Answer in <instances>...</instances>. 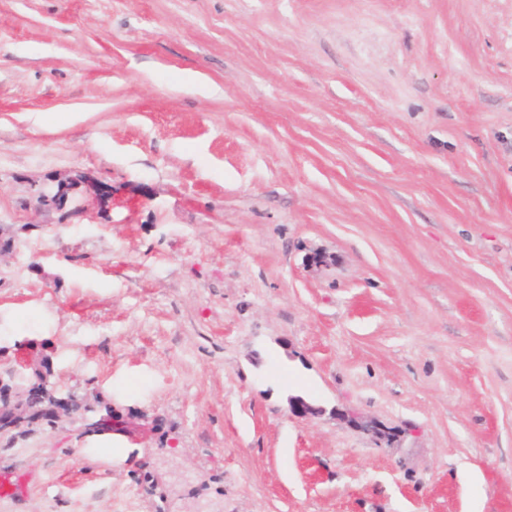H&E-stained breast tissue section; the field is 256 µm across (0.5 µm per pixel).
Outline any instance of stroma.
Returning a JSON list of instances; mask_svg holds the SVG:
<instances>
[{"mask_svg":"<svg viewBox=\"0 0 512 512\" xmlns=\"http://www.w3.org/2000/svg\"><path fill=\"white\" fill-rule=\"evenodd\" d=\"M0 228V368L135 425L0 512H512V0H0ZM50 182V184L34 185L32 188L31 197L35 199L37 208L46 207L64 211L69 218L84 219L91 213V205L96 201L99 203L104 193L112 203L111 185L92 186L83 175L68 179H53ZM82 185L88 188L85 192L80 190ZM103 189L106 190L102 191Z\"/></svg>","mask_w":512,"mask_h":512,"instance_id":"obj_1","label":"stroma"}]
</instances>
